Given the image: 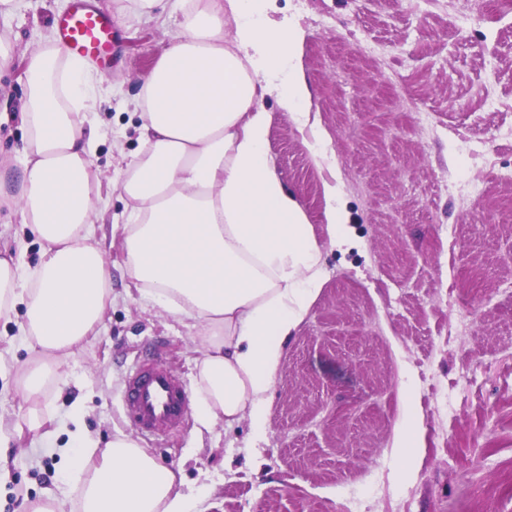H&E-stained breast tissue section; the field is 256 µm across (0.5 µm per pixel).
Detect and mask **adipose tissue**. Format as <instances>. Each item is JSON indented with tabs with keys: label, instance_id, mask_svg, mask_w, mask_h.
I'll return each mask as SVG.
<instances>
[{
	"label": "adipose tissue",
	"instance_id": "ef3b65f1",
	"mask_svg": "<svg viewBox=\"0 0 512 512\" xmlns=\"http://www.w3.org/2000/svg\"><path fill=\"white\" fill-rule=\"evenodd\" d=\"M265 13V0H184L179 35L138 80L141 146L119 171L127 277L141 298L203 330L199 421L246 418L258 431L285 344L325 283L304 206L268 157L272 117L259 104L276 88L281 109L308 122L303 36ZM91 79L46 41L28 57L22 95L0 96L25 131L20 166L0 165V205L41 245L31 266L0 256V318L24 303L19 334L42 356L19 384L34 399L62 357L97 338L116 299L95 238L107 198L92 161ZM76 445L81 512H194L180 473L130 434L103 444L81 434Z\"/></svg>",
	"mask_w": 512,
	"mask_h": 512
}]
</instances>
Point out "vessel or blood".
<instances>
[{"instance_id":"obj_1","label":"vessel or blood","mask_w":512,"mask_h":512,"mask_svg":"<svg viewBox=\"0 0 512 512\" xmlns=\"http://www.w3.org/2000/svg\"><path fill=\"white\" fill-rule=\"evenodd\" d=\"M55 26L57 44L64 53L102 71L111 68L116 43L114 21L94 0H72L69 10L57 17ZM123 394L129 421L143 437L176 428L185 419L187 385L166 365L162 349H154L128 371Z\"/></svg>"}]
</instances>
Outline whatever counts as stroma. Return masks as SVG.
<instances>
[{
	"label": "stroma",
	"mask_w": 512,
	"mask_h": 512,
	"mask_svg": "<svg viewBox=\"0 0 512 512\" xmlns=\"http://www.w3.org/2000/svg\"><path fill=\"white\" fill-rule=\"evenodd\" d=\"M114 13L118 41L89 119L92 159L115 178L139 146L132 104L138 78L179 33L168 16ZM69 0H13L0 39L13 63L0 89L20 94L27 59ZM269 14L304 33L298 50L309 111L331 137L323 157L265 94L268 150L302 202L322 246L327 280L285 346L262 435L249 421L201 425L141 439L180 469L202 512H512V12L475 0H270ZM430 116L428 126L417 113ZM339 186L352 245L331 244L322 187ZM124 200L111 188L96 239L116 295L101 333L61 364L38 401L17 388L38 356L17 325L0 320V425L11 435L0 462V512L69 489L71 437L129 431L122 389L131 365L164 338L167 364L188 388L204 348L182 324L131 289L124 274ZM0 249L34 264L40 244L0 206ZM419 421L421 461L398 482L395 430L405 400ZM50 408V434L25 426Z\"/></svg>",
	"instance_id": "stroma-1"
}]
</instances>
